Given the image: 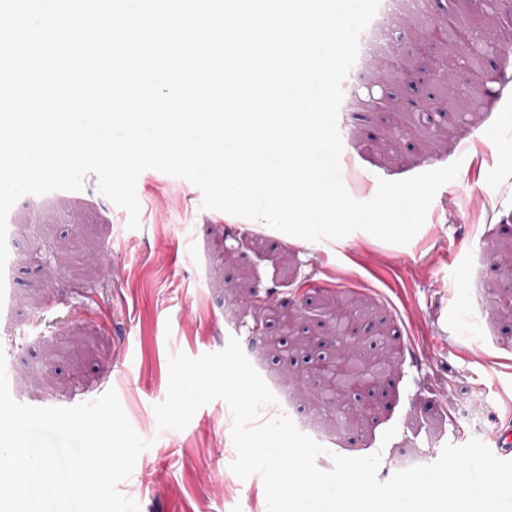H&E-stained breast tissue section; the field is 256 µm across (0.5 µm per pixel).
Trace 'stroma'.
<instances>
[{"instance_id": "35a3bbf8", "label": "stroma", "mask_w": 512, "mask_h": 512, "mask_svg": "<svg viewBox=\"0 0 512 512\" xmlns=\"http://www.w3.org/2000/svg\"><path fill=\"white\" fill-rule=\"evenodd\" d=\"M457 0H394L374 51L343 84L337 128L356 176L398 181L459 163L415 237L405 245L357 230L310 242L202 206L190 181L148 169L136 183L139 225L87 175L81 189L22 196L7 217L14 288L0 307V354L19 403L72 407L115 391L136 433L149 440L117 489L140 512H267L263 481L238 478L228 404L201 407L182 430L159 429L169 356L196 358L230 338L264 381L290 378L289 405L268 407L299 429L319 421L331 454H379V480L425 463L446 445L491 444L512 409V280L491 248L512 243V0L470 5L466 63L475 80L448 79L449 49L419 41ZM387 97L384 111L370 96ZM435 101L424 113L411 101ZM494 307L474 294L471 269ZM353 311L347 333L363 359L392 358L380 394L349 393L372 410L365 423L337 422L314 401L326 386L307 357L335 355L332 308Z\"/></svg>"}]
</instances>
